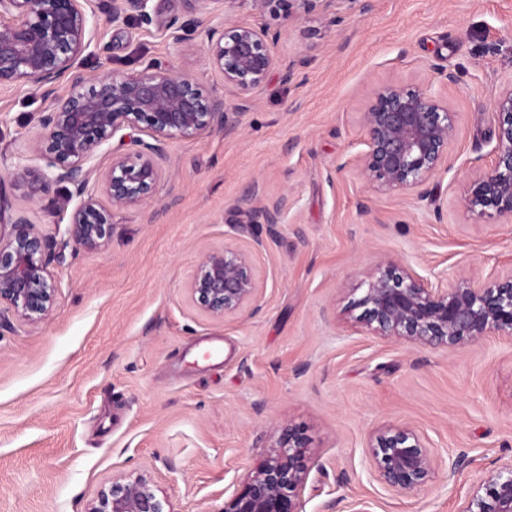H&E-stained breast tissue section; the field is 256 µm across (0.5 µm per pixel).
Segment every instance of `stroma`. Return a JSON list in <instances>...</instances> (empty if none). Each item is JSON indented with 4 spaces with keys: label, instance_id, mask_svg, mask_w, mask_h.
Instances as JSON below:
<instances>
[{
    "label": "stroma",
    "instance_id": "1",
    "mask_svg": "<svg viewBox=\"0 0 512 512\" xmlns=\"http://www.w3.org/2000/svg\"><path fill=\"white\" fill-rule=\"evenodd\" d=\"M121 0H92L95 51L85 73L154 61L195 76L241 113L233 133L171 141L166 179L142 207L112 214L97 251L69 243L51 204L39 231L64 242L56 306L38 325L0 312V512H86L112 476L148 471L171 512H221L277 426L303 429L305 512H460L497 464L512 459V338L461 351L373 335L344 308L381 262L428 281L484 279L512 269V223L466 213L463 197L496 144L491 103L512 83V0H338L330 13L287 20L252 0H224L226 23L280 30L277 65L241 98L206 52L167 26L180 0H152L154 25L112 22ZM457 71L458 85L441 73ZM292 80H285V73ZM432 87L459 116L453 165L430 194H382L349 159L363 151L359 114L384 82ZM47 105L29 85L0 90V176ZM287 205L255 253L256 313L215 322L189 300L198 252L234 241L229 210ZM219 341L222 357L195 361ZM386 422L424 433L440 467L412 495L385 489L365 446ZM346 482H338V475Z\"/></svg>",
    "mask_w": 512,
    "mask_h": 512
}]
</instances>
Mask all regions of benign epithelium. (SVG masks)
Returning <instances> with one entry per match:
<instances>
[{
	"label": "benign epithelium",
	"mask_w": 512,
	"mask_h": 512,
	"mask_svg": "<svg viewBox=\"0 0 512 512\" xmlns=\"http://www.w3.org/2000/svg\"><path fill=\"white\" fill-rule=\"evenodd\" d=\"M112 20L135 14L150 25L151 0H122ZM184 13L170 20L185 41L223 0H182ZM261 12L285 19L293 13L326 9L334 0H253ZM95 15L83 0H0V87L39 88L50 105L39 113L28 151L38 163L19 157L0 178V304L19 320L37 324L56 304L50 266L61 262L62 245L37 230L22 200H45L70 211L68 234L86 250L112 237V211L137 209L164 179L160 160L170 140H194L205 132L233 130L240 113L224 97L205 95L197 80L155 62L133 72L90 77L76 66L91 45ZM281 32L248 24L206 28L207 53L224 84L247 97L276 67L273 46ZM496 145L491 163L470 183L463 198L467 213L494 214L512 223V86L492 102ZM366 149L355 159L360 177L380 192L421 195L449 161L458 113L430 87L386 82L372 88L360 113ZM119 137L112 161L89 188L88 162L98 148ZM75 206H70L73 199ZM283 201L260 209H233L230 223L250 246L202 250L187 284L191 303L215 321L253 309L260 289L253 250L261 246L258 218L278 223ZM356 321L380 336L423 348L463 350L491 334L512 335V271L484 281L457 279L435 284L392 260L369 275ZM307 440L301 430L280 427L275 443L224 499L220 512H304L308 472ZM372 474L389 490L411 494L426 486L437 458L428 440L413 428L387 423L367 443ZM152 477L115 476L87 512H166ZM460 512H512V462L493 471Z\"/></svg>",
	"instance_id": "benign-epithelium-1"
}]
</instances>
